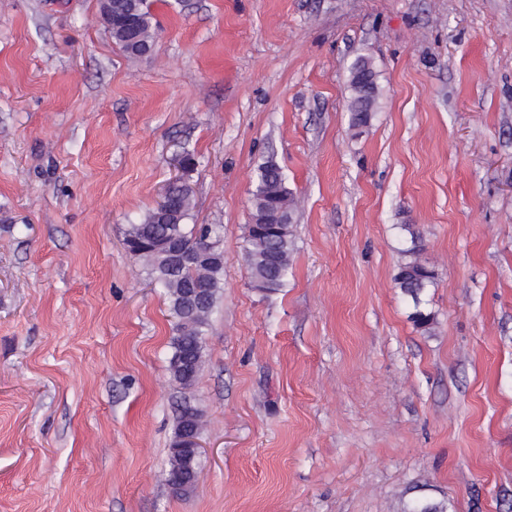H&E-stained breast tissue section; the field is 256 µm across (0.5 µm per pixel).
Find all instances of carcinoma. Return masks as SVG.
Here are the masks:
<instances>
[{
  "label": "carcinoma",
  "instance_id": "1",
  "mask_svg": "<svg viewBox=\"0 0 512 512\" xmlns=\"http://www.w3.org/2000/svg\"><path fill=\"white\" fill-rule=\"evenodd\" d=\"M134 17L139 36L152 40L151 14L140 0H112V38L130 55L143 54L124 30L123 20ZM351 99L349 127L367 126L374 113L379 89L371 61L360 56L349 71ZM190 187L181 182L170 185L168 213L154 208L138 222L127 225L124 244L135 262L141 266L150 285L166 294L176 322L170 338L172 349L168 371L172 381L187 388L196 380L203 365L205 328L209 326L224 277V251L219 247L222 230L219 225H202L199 229L185 224L191 210ZM297 208L293 192L279 165L272 159L263 162L257 172L251 197L250 221L245 226L243 260L249 270L250 287L268 295L286 287L295 250V228L292 223ZM407 246L401 250V261L393 281L411 300L410 318L425 333H432L435 314L425 306L427 289L437 285V273L426 257L422 235L412 224L400 225ZM180 236L187 250L196 256L182 262L171 255L172 235ZM204 429L203 413L186 397L175 417L174 441L169 449L168 482L178 484L177 491L193 490L188 482L193 472L183 465L182 457L189 449L179 447V438L190 432L200 435ZM404 512H447L443 502L427 499L409 505Z\"/></svg>",
  "mask_w": 512,
  "mask_h": 512
}]
</instances>
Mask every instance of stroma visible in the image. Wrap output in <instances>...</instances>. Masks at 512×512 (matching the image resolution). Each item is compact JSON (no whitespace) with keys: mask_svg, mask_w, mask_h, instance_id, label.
Returning <instances> with one entry per match:
<instances>
[{"mask_svg":"<svg viewBox=\"0 0 512 512\" xmlns=\"http://www.w3.org/2000/svg\"><path fill=\"white\" fill-rule=\"evenodd\" d=\"M147 5L133 57L99 0H0V512H512V0ZM269 158L299 208L265 297L242 252ZM176 175L226 259L186 391L123 244ZM403 224L438 274L430 334L393 281ZM184 396L206 427L179 496ZM349 74L352 92L348 108L350 112L349 127L351 130H358L370 123L379 89L376 72L367 57H358L352 64ZM204 429L203 413L191 401L189 397H184L178 406L175 417L174 441L169 449L168 457V483H178L179 488H175L180 493H188L193 490L192 486H184L186 482L196 480V476L192 475V471L197 474L198 463L192 469L185 468L182 457L192 451V458L201 455V444L194 436L185 435L191 432L195 436H199ZM185 435V436H184ZM183 448H179V438L183 437Z\"/></svg>","mask_w":512,"mask_h":512,"instance_id":"stroma-1","label":"stroma"}]
</instances>
